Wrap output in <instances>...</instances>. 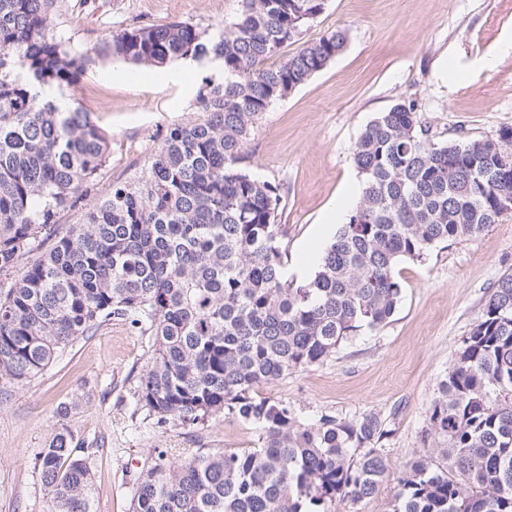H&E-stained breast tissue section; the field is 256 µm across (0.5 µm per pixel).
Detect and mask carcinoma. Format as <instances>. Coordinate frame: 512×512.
<instances>
[{
  "label": "carcinoma",
  "mask_w": 512,
  "mask_h": 512,
  "mask_svg": "<svg viewBox=\"0 0 512 512\" xmlns=\"http://www.w3.org/2000/svg\"><path fill=\"white\" fill-rule=\"evenodd\" d=\"M230 26L187 21L126 29L76 50L57 34L68 0H0V380L23 382L103 323L152 336L138 404L165 425L233 418L257 443L236 451L154 449L132 512H336L376 496L389 476L375 414L303 421L255 389L334 355L387 323L401 262L476 237L505 216L512 128L494 140L431 141L415 101L359 135L361 196L309 276L288 274L279 185L242 166L254 124L345 48L336 29L278 65L326 0H239ZM157 72L191 57L219 63L139 175L90 199L109 158L106 135L79 107L46 94L97 57ZM85 206L81 224L56 234ZM56 237L45 250L44 242ZM24 259L26 269L17 268ZM430 455L395 478L390 512H512V271L490 289L448 370L423 432ZM46 512H92L94 473L64 427L37 458Z\"/></svg>",
  "instance_id": "cac0c4a2"
}]
</instances>
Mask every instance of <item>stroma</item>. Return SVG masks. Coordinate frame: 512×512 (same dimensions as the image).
Returning <instances> with one entry per match:
<instances>
[{"instance_id":"obj_1","label":"stroma","mask_w":512,"mask_h":512,"mask_svg":"<svg viewBox=\"0 0 512 512\" xmlns=\"http://www.w3.org/2000/svg\"><path fill=\"white\" fill-rule=\"evenodd\" d=\"M238 0H85L60 17L59 36L77 49L136 25L173 20L207 29L230 24ZM342 28L347 45L323 71L276 100L255 124L245 166L280 184L278 221L288 271L298 274L330 236L321 222L341 203L355 205L361 176L353 148L365 126L394 104L414 100L438 142L494 137L512 128V0H328L300 42ZM300 42L285 44V61ZM493 68H485L487 58ZM129 64L108 58L60 92L83 106L110 137L100 192L139 172L167 129L197 117L203 73L171 82L128 79ZM512 269V215L475 238L436 248L399 267L402 299L388 322L346 343L319 365L257 388L307 422L324 413L377 414L391 472L423 455L421 435L448 367L488 298ZM152 356V339L112 319L78 341L36 377L0 382V512H45L39 453L60 427L83 444L95 474L93 512H130L138 469L154 449H242L255 431L224 418L157 425L133 394ZM70 408L59 418L60 405Z\"/></svg>"}]
</instances>
